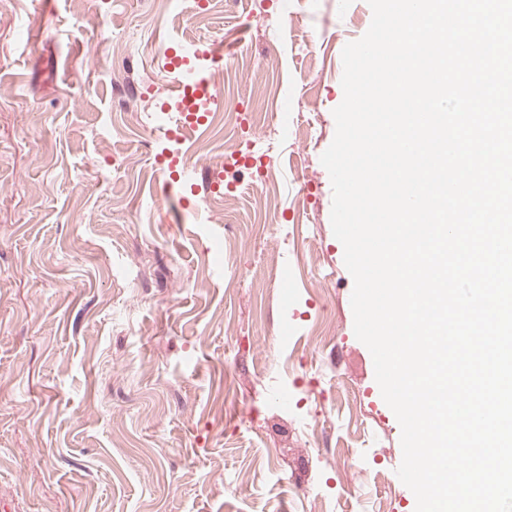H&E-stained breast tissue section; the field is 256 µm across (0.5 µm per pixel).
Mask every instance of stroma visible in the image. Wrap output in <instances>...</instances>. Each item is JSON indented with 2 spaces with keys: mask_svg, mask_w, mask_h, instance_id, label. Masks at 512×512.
Wrapping results in <instances>:
<instances>
[{
  "mask_svg": "<svg viewBox=\"0 0 512 512\" xmlns=\"http://www.w3.org/2000/svg\"><path fill=\"white\" fill-rule=\"evenodd\" d=\"M93 21L79 25L80 15ZM367 0H0V512H415L320 157ZM225 46L217 149L156 164L157 48ZM223 214L211 221L212 211ZM237 151L230 154L213 155L208 152H202L197 155L196 162H204L209 167L212 166L216 170L224 171V185L229 189H236L239 184L238 172L242 166L235 157Z\"/></svg>",
  "mask_w": 512,
  "mask_h": 512,
  "instance_id": "stroma-1",
  "label": "stroma"
}]
</instances>
